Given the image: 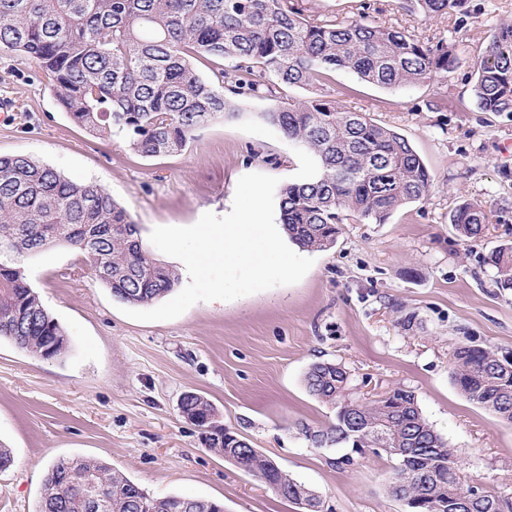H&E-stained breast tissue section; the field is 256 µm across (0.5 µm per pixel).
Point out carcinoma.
I'll return each mask as SVG.
<instances>
[{
	"mask_svg": "<svg viewBox=\"0 0 512 512\" xmlns=\"http://www.w3.org/2000/svg\"><path fill=\"white\" fill-rule=\"evenodd\" d=\"M467 0H408L403 8L432 18L471 16ZM0 52L39 62L70 118L93 135L123 136L145 158L188 149L201 126L238 114V102L260 90L276 96L298 87L309 96L283 98L262 119L311 151L321 172L281 191L280 220L302 249L333 247L339 225L383 224L409 203L425 202L433 176L408 139L363 112L344 110L320 92L328 72L348 70L365 83L397 89L452 72V45L376 25L365 10L347 21L306 15L293 0H0ZM213 64L201 75L194 61ZM230 65H224V62ZM473 96L481 112L512 115V23L501 24L475 60ZM485 210L458 205L450 224L466 239L481 237ZM66 244L82 252L113 297L145 305L178 284L175 269L151 257L126 208L101 185L73 181L24 155L0 157V338L45 359L67 352V337L26 281L21 260ZM488 263L496 284L512 288V244ZM460 394L512 424V360L489 346L465 343L453 354ZM351 373L315 362L308 392L336 406V422L301 429L315 448H371L398 460L390 493L412 512H512V496L479 491L465 463L429 424L412 391L353 399ZM189 419L213 416L196 393L181 405ZM204 438L214 453L271 487L280 497L320 512L318 497L243 437L211 421ZM103 505L93 507L87 481ZM209 512L203 499L153 497L108 465L60 459L49 471L37 512Z\"/></svg>",
	"mask_w": 512,
	"mask_h": 512,
	"instance_id": "obj_1",
	"label": "carcinoma"
}]
</instances>
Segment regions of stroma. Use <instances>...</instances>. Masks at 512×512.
<instances>
[{
  "label": "stroma",
  "mask_w": 512,
  "mask_h": 512,
  "mask_svg": "<svg viewBox=\"0 0 512 512\" xmlns=\"http://www.w3.org/2000/svg\"><path fill=\"white\" fill-rule=\"evenodd\" d=\"M367 5L382 27L445 38L458 67L430 82L387 90L336 70L324 91L405 136L434 176L426 202L383 224L342 225L335 245L313 252L296 284L232 301L199 302L181 316L144 322L91 275L75 249L24 259L26 279L66 332L68 349L46 360L0 339V442L12 464L0 471V512H36L51 466L97 460L150 495H188L224 512H302L270 487L206 448L184 418L185 393L205 397L224 428L247 439L321 500V512H407L388 490L397 464L366 453L341 464L339 448L312 447L301 433L335 422L334 405L310 395L312 363L344 364L354 396L401 387L465 462L470 485L512 493V425L454 386V350L474 342L512 358V289L495 284L485 259L512 243V117L482 112L472 62L490 33L512 22V0H469L475 20L433 19L396 0H312L339 21ZM0 156L34 157L72 180L103 185L149 238L157 226H190L230 212L239 178L262 173L281 184L319 172L315 156L264 123L274 98L246 100L243 113L198 129L179 154L143 158L121 137L104 140L60 108L36 61L0 54ZM480 204L490 222L479 240L458 237L450 213Z\"/></svg>",
  "instance_id": "1"
}]
</instances>
